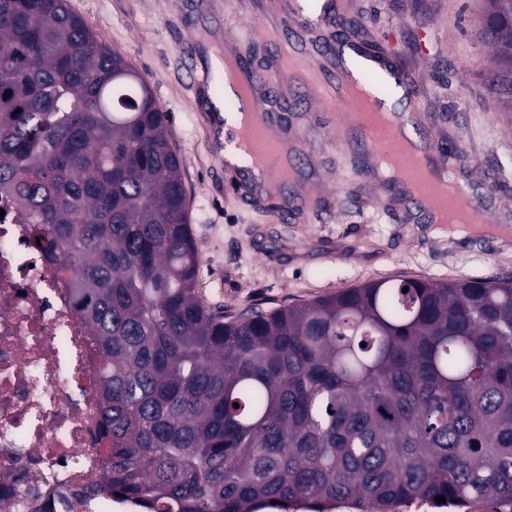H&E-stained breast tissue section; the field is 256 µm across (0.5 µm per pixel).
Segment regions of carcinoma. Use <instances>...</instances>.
Returning a JSON list of instances; mask_svg holds the SVG:
<instances>
[{"label":"carcinoma","instance_id":"carcinoma-1","mask_svg":"<svg viewBox=\"0 0 512 512\" xmlns=\"http://www.w3.org/2000/svg\"><path fill=\"white\" fill-rule=\"evenodd\" d=\"M481 36L512 99V0H487ZM0 199L102 357L93 489L144 512L512 494V276L203 303L168 114L67 0H0Z\"/></svg>","mask_w":512,"mask_h":512}]
</instances>
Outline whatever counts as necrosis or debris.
I'll return each instance as SVG.
<instances>
[{
  "label": "necrosis or debris",
  "mask_w": 512,
  "mask_h": 512,
  "mask_svg": "<svg viewBox=\"0 0 512 512\" xmlns=\"http://www.w3.org/2000/svg\"><path fill=\"white\" fill-rule=\"evenodd\" d=\"M27 238L26 220L0 202V473L43 477L30 487L0 482V501L27 512L36 496L69 512L71 491L108 465L96 399L101 358L66 275ZM394 512H512V497L410 498Z\"/></svg>",
  "instance_id": "1"
}]
</instances>
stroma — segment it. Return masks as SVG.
<instances>
[{"label":"stroma","instance_id":"stroma-1","mask_svg":"<svg viewBox=\"0 0 512 512\" xmlns=\"http://www.w3.org/2000/svg\"><path fill=\"white\" fill-rule=\"evenodd\" d=\"M312 0H67L100 41L119 51L167 112L179 149L191 226L200 251L199 296L236 312L260 303L294 304L375 279L512 275V103L486 84L489 51L480 36L484 0H348L364 16L370 40L391 45L423 90L410 118L430 144L458 143L457 167L474 200L492 194L502 223L438 235L414 207L389 217L359 150L326 134L331 120L316 98L291 113L301 137L298 180L279 187L270 205L251 208L228 188L223 145L212 132L214 56L232 51L245 67L269 73L272 46L243 38L244 27L306 11ZM325 219L305 222L308 195ZM292 210L284 223L279 207Z\"/></svg>","mask_w":512,"mask_h":512}]
</instances>
